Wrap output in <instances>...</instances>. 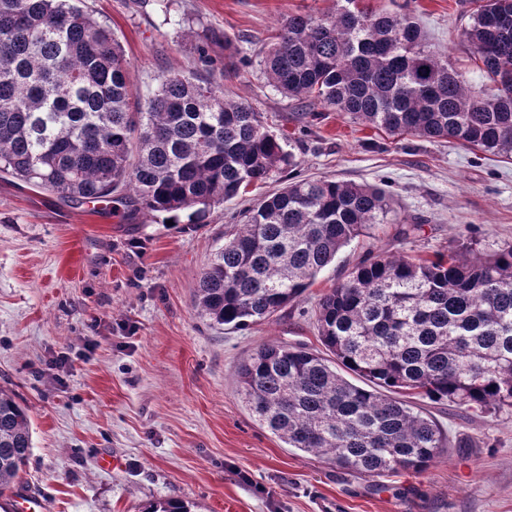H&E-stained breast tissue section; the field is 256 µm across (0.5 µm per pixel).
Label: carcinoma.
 I'll return each mask as SVG.
<instances>
[{
    "mask_svg": "<svg viewBox=\"0 0 512 512\" xmlns=\"http://www.w3.org/2000/svg\"><path fill=\"white\" fill-rule=\"evenodd\" d=\"M461 39L494 88L467 89L427 44L412 0H374L284 18L259 61L268 82L301 104L344 112L393 136L447 141L512 158V0H480ZM112 30L83 0H0V173L67 201L188 212L216 205L297 166L260 113L196 74L162 76L143 99ZM392 212L379 187L293 176L241 213L203 269L200 318L235 329L299 298L336 255ZM330 356L264 344L237 369L260 425L289 448L364 476L424 470L448 447L410 398L479 409L512 407V247L434 258L376 254L318 301ZM341 363L374 385L336 371ZM390 391L386 395L380 389ZM27 409L0 387V498L29 460ZM144 512H189L183 501Z\"/></svg>",
    "mask_w": 512,
    "mask_h": 512,
    "instance_id": "1",
    "label": "carcinoma"
}]
</instances>
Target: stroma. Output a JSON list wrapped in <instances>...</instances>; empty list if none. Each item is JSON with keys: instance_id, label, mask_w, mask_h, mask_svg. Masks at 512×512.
Listing matches in <instances>:
<instances>
[{"instance_id": "obj_1", "label": "stroma", "mask_w": 512, "mask_h": 512, "mask_svg": "<svg viewBox=\"0 0 512 512\" xmlns=\"http://www.w3.org/2000/svg\"><path fill=\"white\" fill-rule=\"evenodd\" d=\"M85 2L123 46L141 96L170 72L216 81L261 112L302 176L380 187L394 221L344 247L272 320L223 330L194 310L200 274L232 214L285 175L201 223L173 225L164 213L127 219L0 176V386L22 397L33 442L19 491L43 497L49 512H141L161 499L192 512H512V407L417 399L447 448L424 471L361 477L287 447L250 415L237 384L239 363L263 344L322 350L318 300L367 254L512 246V159L394 138L341 112L299 121L301 104L258 61L283 18L334 0ZM415 16L465 87H490L460 40L459 0H416ZM227 36L251 65L225 72ZM105 455L121 467L101 468Z\"/></svg>"}]
</instances>
